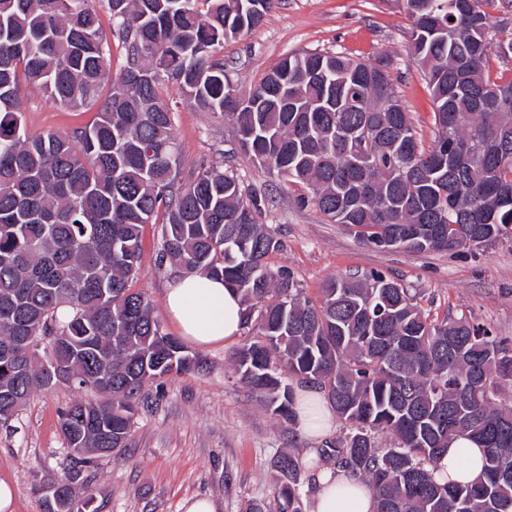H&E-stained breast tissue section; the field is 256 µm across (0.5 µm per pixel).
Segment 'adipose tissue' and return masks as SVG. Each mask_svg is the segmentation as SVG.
Listing matches in <instances>:
<instances>
[{"mask_svg": "<svg viewBox=\"0 0 512 512\" xmlns=\"http://www.w3.org/2000/svg\"><path fill=\"white\" fill-rule=\"evenodd\" d=\"M165 308L180 336L189 343L206 347L239 336L244 307L239 294L223 280L191 273L179 277L167 290ZM298 419L310 438L326 434L332 413L318 391L297 392ZM484 455L471 440L460 437L445 448L435 473L437 480L466 484L482 472ZM372 491L366 483L333 469L318 478L311 512H373Z\"/></svg>", "mask_w": 512, "mask_h": 512, "instance_id": "1", "label": "adipose tissue"}]
</instances>
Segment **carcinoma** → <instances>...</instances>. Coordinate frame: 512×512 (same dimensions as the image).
I'll list each match as a JSON object with an SVG mask.
<instances>
[{
  "label": "carcinoma",
  "mask_w": 512,
  "mask_h": 512,
  "mask_svg": "<svg viewBox=\"0 0 512 512\" xmlns=\"http://www.w3.org/2000/svg\"><path fill=\"white\" fill-rule=\"evenodd\" d=\"M0 0V422L36 390H92L59 411L75 460L66 497L47 512H85L79 470L126 445L141 391L199 368L166 333L149 296L130 288L142 231L162 224L158 264L222 277L245 306L250 343L239 379L297 422L295 386L324 392L348 428L323 454L369 484L374 512H512V343L464 317L431 321L380 271L333 278L320 299L270 267L282 243L238 175L203 162L188 180L170 85L199 112L229 119L240 150L301 185L304 205L361 241L411 252L512 238V79L485 63L488 0H404L408 55L436 110L424 147L391 78L390 60L306 51L282 58L246 98L224 75V41L260 26L276 0ZM455 21H450V18ZM124 50L112 74V40ZM65 110L97 108L89 126L30 136L20 85ZM391 435L381 448L375 434ZM483 449L473 482L434 469L456 436ZM279 512H302V463L279 458Z\"/></svg>",
  "instance_id": "1"
}]
</instances>
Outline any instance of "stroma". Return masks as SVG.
Masks as SVG:
<instances>
[{"label": "stroma", "mask_w": 512, "mask_h": 512, "mask_svg": "<svg viewBox=\"0 0 512 512\" xmlns=\"http://www.w3.org/2000/svg\"><path fill=\"white\" fill-rule=\"evenodd\" d=\"M409 40V21L396 0H279L262 25L225 42L223 56L241 96L249 95L264 73L289 54L318 50L367 61L389 57L395 89L427 143L435 107L420 68L408 57ZM167 94L179 103L175 136L184 175L205 160L232 168L245 187L255 190L262 222L283 244L267 262L288 266L307 296L318 298L330 278L378 270L416 293L429 318L462 315L512 339V239L474 251L416 253L365 245L316 207L299 205L298 187L245 157L230 121L180 104L176 86H169ZM21 99L30 135L65 133L96 117L92 108L60 109L27 85ZM160 245V225H145L143 262L133 286L144 289L161 314L177 274L158 266ZM249 340L243 332L215 346L187 344L199 369L145 387L126 448L85 470L78 482L86 512H185V500L203 496L216 503L218 512H246L252 503L276 512L275 463L288 453L304 465L301 507L308 512L316 475L327 465L319 456L322 442L275 416L259 394L238 381L234 356ZM98 399L97 393L65 387L38 391L15 418L0 424V476L14 486L15 512H46V491L71 465L58 412L75 400Z\"/></svg>", "instance_id": "obj_1"}]
</instances>
